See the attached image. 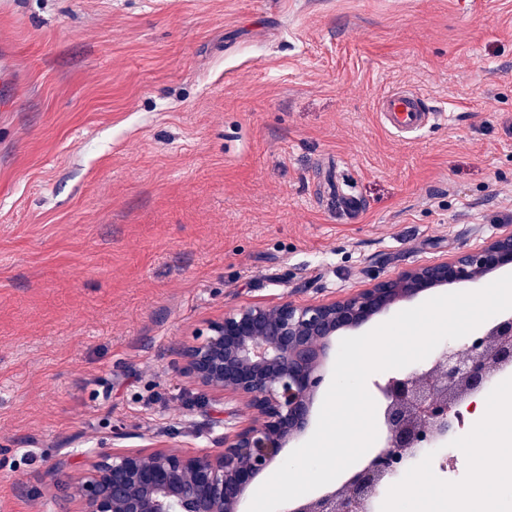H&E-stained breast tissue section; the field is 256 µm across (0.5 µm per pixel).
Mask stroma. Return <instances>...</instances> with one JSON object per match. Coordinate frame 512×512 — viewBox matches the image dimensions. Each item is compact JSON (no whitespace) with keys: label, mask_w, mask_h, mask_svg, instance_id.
<instances>
[{"label":"stroma","mask_w":512,"mask_h":512,"mask_svg":"<svg viewBox=\"0 0 512 512\" xmlns=\"http://www.w3.org/2000/svg\"><path fill=\"white\" fill-rule=\"evenodd\" d=\"M0 44V512H79L93 452L221 450L232 402L175 366L224 312L512 231V0H0ZM397 87L447 123L393 134ZM510 394L480 416L506 448ZM470 446L439 442L445 477L420 454L375 512L485 482ZM13 104L11 94V77L8 50L1 46L0 50V112H7Z\"/></svg>","instance_id":"stroma-1"}]
</instances>
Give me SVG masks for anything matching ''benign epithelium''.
Masks as SVG:
<instances>
[{"mask_svg":"<svg viewBox=\"0 0 512 512\" xmlns=\"http://www.w3.org/2000/svg\"><path fill=\"white\" fill-rule=\"evenodd\" d=\"M512 268V234L453 258L371 274V284L338 300L275 305L252 302L207 325L180 352L191 383L236 401L248 422L224 433L220 452L177 448L114 450L96 455L70 483L80 512H236L241 495L308 425L325 337L355 330L401 295L473 283ZM512 367V313L495 315L461 346L448 345L423 372L375 383L381 398L380 447L339 485L296 498L284 512H373L390 480L419 453L447 438L459 408Z\"/></svg>","mask_w":512,"mask_h":512,"instance_id":"1","label":"benign epithelium"}]
</instances>
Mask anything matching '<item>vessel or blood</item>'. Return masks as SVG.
<instances>
[{"instance_id": "1", "label": "vessel or blood", "mask_w": 512, "mask_h": 512, "mask_svg": "<svg viewBox=\"0 0 512 512\" xmlns=\"http://www.w3.org/2000/svg\"><path fill=\"white\" fill-rule=\"evenodd\" d=\"M13 100L7 50H0V112L9 111ZM377 110L382 123L406 138L418 136L433 126L436 113L428 98L413 90H391L378 100Z\"/></svg>"}]
</instances>
